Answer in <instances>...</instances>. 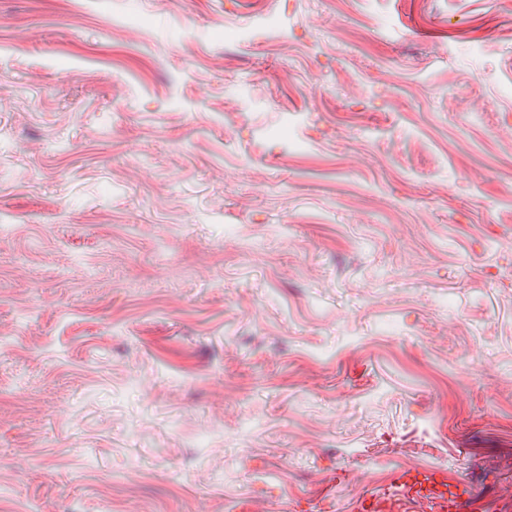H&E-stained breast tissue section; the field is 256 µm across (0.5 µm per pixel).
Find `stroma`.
Returning <instances> with one entry per match:
<instances>
[{"instance_id": "1", "label": "stroma", "mask_w": 512, "mask_h": 512, "mask_svg": "<svg viewBox=\"0 0 512 512\" xmlns=\"http://www.w3.org/2000/svg\"><path fill=\"white\" fill-rule=\"evenodd\" d=\"M511 128L512 0H0V512H512ZM448 474L443 468L420 471L398 470L391 488L362 496L354 505L355 512H411L412 502L427 497L435 511L483 512L484 503L467 483L457 481L448 497Z\"/></svg>"}]
</instances>
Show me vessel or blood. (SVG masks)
I'll return each instance as SVG.
<instances>
[{"instance_id":"obj_1","label":"vessel or blood","mask_w":512,"mask_h":512,"mask_svg":"<svg viewBox=\"0 0 512 512\" xmlns=\"http://www.w3.org/2000/svg\"><path fill=\"white\" fill-rule=\"evenodd\" d=\"M434 503L437 512H484L485 506L471 486L449 483L445 469L399 470L390 489L362 496L354 512H412L411 505L421 498Z\"/></svg>"}]
</instances>
